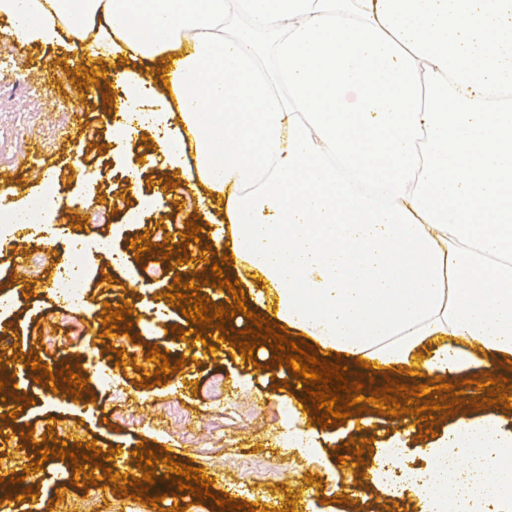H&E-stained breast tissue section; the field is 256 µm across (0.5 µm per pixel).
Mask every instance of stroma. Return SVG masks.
Here are the masks:
<instances>
[{"instance_id":"35a3bbf8","label":"stroma","mask_w":512,"mask_h":512,"mask_svg":"<svg viewBox=\"0 0 512 512\" xmlns=\"http://www.w3.org/2000/svg\"><path fill=\"white\" fill-rule=\"evenodd\" d=\"M9 27L8 20L0 18V90L9 89L16 72L29 73L33 91L17 93L14 107L24 112L32 132L25 142L13 145V163L0 169V174L11 178L18 199L39 198L48 179L61 188L55 210L25 231L33 250L44 258L43 273L55 277L66 272L76 241L91 243L107 237L122 264L109 270L104 256L88 263L85 284L90 301L76 310V321L88 323L108 304L119 307L129 299L134 283H141L142 288L140 315L125 347L126 363L113 367L111 390L68 400L20 382L14 386L15 402L0 401V416L12 418L10 438L0 443V455L14 460L11 477H24L39 487L33 501L0 504V512H82L83 487L73 488L64 499L55 496L59 479L72 472L71 460L52 457L41 461L35 449L22 443L21 435L28 431L35 441H42L48 423L54 426L55 441L92 440L105 451L119 448L126 459L141 446L163 451L178 462L199 468L214 480L215 492L231 494L237 502L261 504L268 498L281 502L291 498L294 512H339V504L330 501L329 493L338 483L352 486L357 457L349 450L337 455L336 449L343 447L352 433L342 424L321 430L323 453L318 457L285 448L282 435L289 411H298L299 427H308L310 418L309 413L300 411L298 399L287 386L292 379L287 367L256 368L219 339L212 353L199 354L196 363L183 366L162 384L141 386L140 369L148 351L172 349L177 329L189 332L193 324L173 305L168 306L164 321H156L154 309L168 285L142 283L141 268L145 262L161 261L162 256L155 251L135 253L131 241L142 236L158 243L155 224L161 218L168 225L172 244L185 234L186 224L192 220L202 227L217 228L224 238L231 236L234 227L225 223L219 210L177 205L171 197L157 196L158 182L181 179L182 167L192 159L187 148L182 151L180 166L155 161L143 174L138 193L128 194L124 174L147 148V141L128 142L117 137L120 117L84 94L71 67L75 56L65 41L35 42L20 51L8 40ZM73 114L100 139V146L76 143L62 135V122ZM88 185L103 207L110 205L114 195L128 194L130 205L141 212L138 226H130L119 214L106 224L87 219L77 227L67 225L65 214L76 213ZM27 282V276L15 269L9 247H0V290H10L17 299L16 308L0 313V335L11 336L21 353H34L39 363L60 367L79 363L88 385H95L98 374L94 364L101 359L96 331L74 336L62 328L55 345H45L42 332L57 300L31 293ZM36 461L40 470L29 471V464Z\"/></svg>"}]
</instances>
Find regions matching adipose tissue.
<instances>
[{
  "label": "adipose tissue",
  "instance_id": "1",
  "mask_svg": "<svg viewBox=\"0 0 512 512\" xmlns=\"http://www.w3.org/2000/svg\"><path fill=\"white\" fill-rule=\"evenodd\" d=\"M23 46L123 52L112 106L234 225L257 303L332 354L452 377L512 361V0H0ZM174 62L181 87L159 77ZM460 413L394 484L354 497L512 512V431Z\"/></svg>",
  "mask_w": 512,
  "mask_h": 512
}]
</instances>
